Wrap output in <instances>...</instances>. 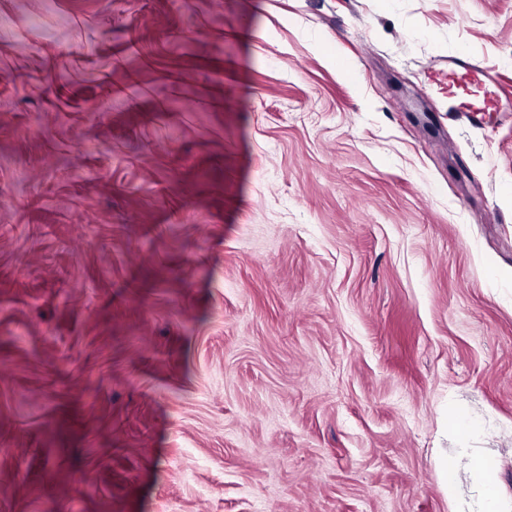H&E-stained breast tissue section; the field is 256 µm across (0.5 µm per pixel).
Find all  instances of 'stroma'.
I'll use <instances>...</instances> for the list:
<instances>
[{
    "label": "stroma",
    "mask_w": 512,
    "mask_h": 512,
    "mask_svg": "<svg viewBox=\"0 0 512 512\" xmlns=\"http://www.w3.org/2000/svg\"><path fill=\"white\" fill-rule=\"evenodd\" d=\"M476 456L512 512V0H0V512H478Z\"/></svg>",
    "instance_id": "35a3bbf8"
}]
</instances>
